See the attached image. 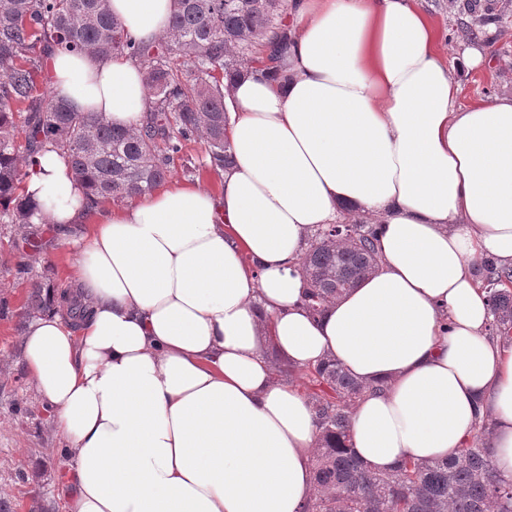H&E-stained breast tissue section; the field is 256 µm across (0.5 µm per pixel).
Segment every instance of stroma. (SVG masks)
<instances>
[{"mask_svg":"<svg viewBox=\"0 0 512 512\" xmlns=\"http://www.w3.org/2000/svg\"><path fill=\"white\" fill-rule=\"evenodd\" d=\"M468 0H420L441 51L463 43ZM482 15L492 16L474 47L487 67L457 65L454 74L464 102L512 97V0H477ZM71 247L48 224L19 232L0 224V512H63L68 487L66 443L57 434L49 407L37 394L20 348L24 327L36 313L29 298L36 282L48 278L65 287ZM32 262L28 275L18 264Z\"/></svg>","mask_w":512,"mask_h":512,"instance_id":"stroma-1","label":"stroma"}]
</instances>
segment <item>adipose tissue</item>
I'll return each mask as SVG.
<instances>
[{"mask_svg": "<svg viewBox=\"0 0 512 512\" xmlns=\"http://www.w3.org/2000/svg\"><path fill=\"white\" fill-rule=\"evenodd\" d=\"M173 10L112 0L142 39ZM288 25L278 76L238 79L226 100L220 194L175 181L94 207L51 148L22 184L34 223L73 232L69 286L21 336L67 444L64 512H300L318 429L272 350L366 385L351 444L373 470L453 458L489 419L512 478V343L490 337L473 274L512 267V98L460 104L417 0H289ZM46 68L75 111L135 128L152 107L129 58L57 51ZM359 216L379 220V267L311 316L308 242Z\"/></svg>", "mask_w": 512, "mask_h": 512, "instance_id": "adipose-tissue-1", "label": "adipose tissue"}]
</instances>
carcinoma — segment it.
<instances>
[{
    "instance_id": "cac0c4a2",
    "label": "carcinoma",
    "mask_w": 512,
    "mask_h": 512,
    "mask_svg": "<svg viewBox=\"0 0 512 512\" xmlns=\"http://www.w3.org/2000/svg\"><path fill=\"white\" fill-rule=\"evenodd\" d=\"M288 0H175L168 32L136 40L110 0H3L0 4V224L31 223L19 190L37 155L51 146L87 184L91 205L150 193L165 182L187 144L207 145L205 164H234L225 135L226 98L236 79L277 73L288 51ZM58 49L136 61L154 107L138 129L74 112L43 86L46 57ZM377 219L316 230L301 273L304 305L317 316L378 265ZM488 297L489 335L512 340V268L487 258L476 267ZM318 428L314 490L302 512H507L512 480L495 469L482 422L453 459H405L368 469L351 448L353 407L366 387L338 363L306 370Z\"/></svg>"
}]
</instances>
